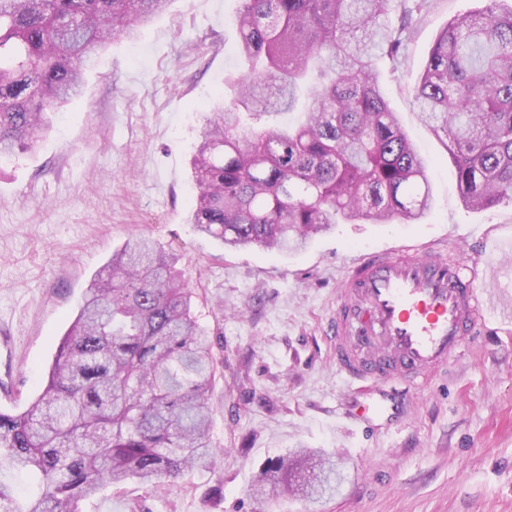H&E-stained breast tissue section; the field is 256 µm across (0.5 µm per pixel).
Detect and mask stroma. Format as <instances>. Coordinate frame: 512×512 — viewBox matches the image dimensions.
<instances>
[{
  "mask_svg": "<svg viewBox=\"0 0 512 512\" xmlns=\"http://www.w3.org/2000/svg\"><path fill=\"white\" fill-rule=\"evenodd\" d=\"M239 0H172L135 40L118 39L84 76L81 98L31 152L0 159V410L40 392L92 275L138 235L169 254L195 313L224 354L213 383L214 467L161 487L104 489L81 512H512V333L466 346L404 415L344 427L356 410L332 358L336 290L359 254L405 242L493 250L512 296V206L466 208L454 164L422 124L413 87L453 16L480 0H427L383 89L428 165L433 204L417 224L339 223L297 253L228 249L189 221L191 158L224 77L239 63ZM295 448L331 455L343 478L315 499L251 487Z\"/></svg>",
  "mask_w": 512,
  "mask_h": 512,
  "instance_id": "obj_1",
  "label": "stroma"
}]
</instances>
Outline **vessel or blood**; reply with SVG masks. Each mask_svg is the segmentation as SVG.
<instances>
[{
	"instance_id": "1",
	"label": "vessel or blood",
	"mask_w": 512,
	"mask_h": 512,
	"mask_svg": "<svg viewBox=\"0 0 512 512\" xmlns=\"http://www.w3.org/2000/svg\"><path fill=\"white\" fill-rule=\"evenodd\" d=\"M484 257L448 258L413 245L364 254L337 296L336 369L348 385L370 392L361 414L387 411L388 390L427 384L459 349L492 326L512 325L479 290Z\"/></svg>"
}]
</instances>
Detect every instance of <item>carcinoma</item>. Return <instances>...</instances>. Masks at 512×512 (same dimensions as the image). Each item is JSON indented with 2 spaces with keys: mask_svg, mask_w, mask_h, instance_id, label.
Wrapping results in <instances>:
<instances>
[{
  "mask_svg": "<svg viewBox=\"0 0 512 512\" xmlns=\"http://www.w3.org/2000/svg\"><path fill=\"white\" fill-rule=\"evenodd\" d=\"M170 0H0V157L33 149L51 114L78 97L86 63L131 37ZM240 68L205 120L191 161V223L231 249L290 252L337 220L419 222L427 164L382 89L399 69L412 8L393 0H240ZM451 18L414 87L425 126L454 160L463 204L512 205V8L482 0ZM301 120L271 117L297 109ZM265 118L254 128L247 117ZM173 259L140 237L90 280L47 384L20 413L0 411V465L32 472L22 503L0 482V512H80L103 488L164 485L208 469L209 394L221 357ZM306 454L269 460L287 492Z\"/></svg>",
  "mask_w": 512,
  "mask_h": 512,
  "instance_id": "1",
  "label": "carcinoma"
}]
</instances>
